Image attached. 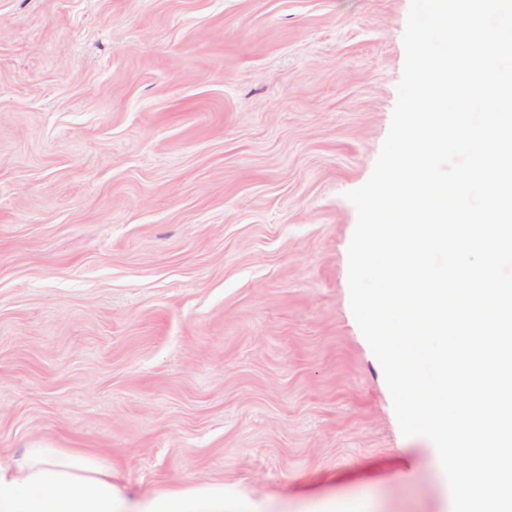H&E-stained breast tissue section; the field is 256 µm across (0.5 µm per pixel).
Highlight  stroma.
<instances>
[{
	"instance_id": "35a3bbf8",
	"label": "stroma",
	"mask_w": 512,
	"mask_h": 512,
	"mask_svg": "<svg viewBox=\"0 0 512 512\" xmlns=\"http://www.w3.org/2000/svg\"><path fill=\"white\" fill-rule=\"evenodd\" d=\"M410 0H0V448L228 512H449L351 311Z\"/></svg>"
}]
</instances>
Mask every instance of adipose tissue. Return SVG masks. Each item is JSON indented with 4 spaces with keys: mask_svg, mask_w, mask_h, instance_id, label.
Here are the masks:
<instances>
[{
    "mask_svg": "<svg viewBox=\"0 0 512 512\" xmlns=\"http://www.w3.org/2000/svg\"><path fill=\"white\" fill-rule=\"evenodd\" d=\"M0 512H224V492L192 484L127 496L108 460L35 444L17 457L0 453Z\"/></svg>",
    "mask_w": 512,
    "mask_h": 512,
    "instance_id": "adipose-tissue-1",
    "label": "adipose tissue"
}]
</instances>
